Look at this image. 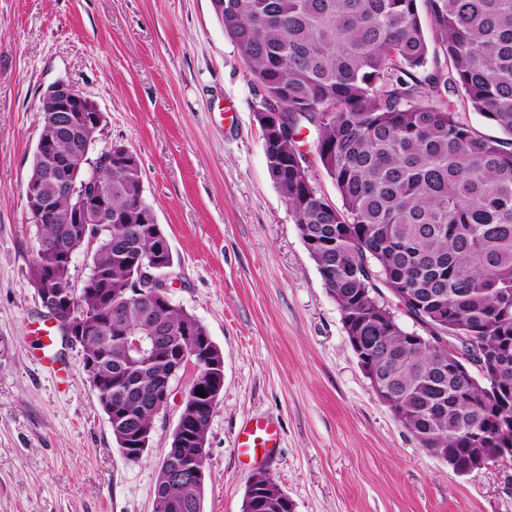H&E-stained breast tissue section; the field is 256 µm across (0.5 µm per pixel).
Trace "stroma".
Returning a JSON list of instances; mask_svg holds the SVG:
<instances>
[{"label":"stroma","mask_w":512,"mask_h":512,"mask_svg":"<svg viewBox=\"0 0 512 512\" xmlns=\"http://www.w3.org/2000/svg\"><path fill=\"white\" fill-rule=\"evenodd\" d=\"M98 102V147L139 157L171 246L169 296L224 352L203 512H242L264 469L294 512H512V464L459 475L374 393L341 312L266 165L252 77L210 0H0V512H153L156 470L193 377L181 369L150 448L126 460L84 368L36 294L25 196L40 94ZM281 446L243 462L244 420ZM280 445L278 426L266 418L253 417L238 430L234 447L238 456L247 459L248 463H259L272 459Z\"/></svg>","instance_id":"obj_1"}]
</instances>
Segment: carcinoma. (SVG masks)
Here are the masks:
<instances>
[{
	"label": "carcinoma",
	"instance_id": "cac0c4a2",
	"mask_svg": "<svg viewBox=\"0 0 512 512\" xmlns=\"http://www.w3.org/2000/svg\"><path fill=\"white\" fill-rule=\"evenodd\" d=\"M424 10H419L418 2ZM215 13L239 49L261 108L288 121V136L263 134L269 175L292 213L323 284L339 307L358 363L393 392L388 406L432 457L464 469L489 462L512 438V366L494 379L455 372L441 340L474 355L512 358V0H219ZM433 56L424 78L416 73ZM460 94L498 130L459 120ZM317 131L315 153L336 185L333 206L307 174L298 135ZM91 175L112 185V223L95 224L92 261L78 307L99 329L79 345L116 444H141L155 426L151 394L171 382L205 326L174 303L160 307L125 292L138 265L169 247L159 224H133L146 206L142 169L88 158ZM73 199L60 194L40 225L33 277L56 267L49 240L78 237L67 221ZM415 300L404 314L432 339L412 342L372 279ZM148 339L138 354L126 336ZM212 398L196 397L191 435L172 434L165 457L186 465L207 442ZM247 483L243 512H292L280 499L253 505L263 487ZM205 486L155 484L162 512H203Z\"/></svg>",
	"mask_w": 512,
	"mask_h": 512
}]
</instances>
